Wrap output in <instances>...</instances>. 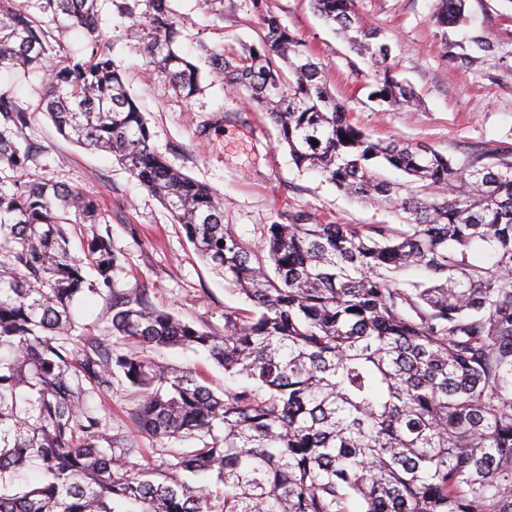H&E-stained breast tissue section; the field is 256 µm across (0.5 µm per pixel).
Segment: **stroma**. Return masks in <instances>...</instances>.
Masks as SVG:
<instances>
[{"mask_svg":"<svg viewBox=\"0 0 512 512\" xmlns=\"http://www.w3.org/2000/svg\"><path fill=\"white\" fill-rule=\"evenodd\" d=\"M127 0H98L97 26L106 49L124 72L141 106L155 149L177 169L208 185L224 200V221L246 243H260L266 225L291 218L324 223L395 224L396 214L342 195L318 172L297 167L265 114L253 110L246 91L204 76L198 94L183 100L146 60L132 29ZM185 19L178 49L197 57L200 46L240 53L258 43L263 13H276L303 49L326 66L328 88L347 104L359 128L373 137L432 147L466 162L475 154L512 158V0H466L463 24L434 20L435 0H356L359 14L381 30L399 79L420 98L408 111L370 99L369 64L313 10L310 0H168ZM489 41L490 53L466 58L471 38ZM451 44L443 53V44ZM42 72H0L29 112L25 137L36 154L29 172L94 193L108 231L123 256L117 291L148 289L152 300L182 319L223 329L224 314L242 301L195 254L179 225L112 155L70 142L42 111ZM158 358L175 368H204L215 392L235 388L223 369L180 348Z\"/></svg>","mask_w":512,"mask_h":512,"instance_id":"1","label":"stroma"}]
</instances>
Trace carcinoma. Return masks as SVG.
<instances>
[{
	"instance_id": "obj_1",
	"label": "carcinoma",
	"mask_w": 512,
	"mask_h": 512,
	"mask_svg": "<svg viewBox=\"0 0 512 512\" xmlns=\"http://www.w3.org/2000/svg\"><path fill=\"white\" fill-rule=\"evenodd\" d=\"M147 2L141 15L129 8L146 59L188 100L201 71L176 47L185 22L168 0ZM312 7L369 57L371 96L418 106L355 0ZM37 8L82 31L86 56L57 61L43 20L0 0V70L43 72L42 110L59 134L112 154L248 307L224 313L219 331L144 288L117 293L122 258L98 231L97 200L27 176L30 116L0 88V512H512V160L458 166L425 145L373 139L268 11L259 45L234 57L201 47L210 76L246 89L297 166L402 223L296 218L252 246L224 223L216 192L154 150L96 0ZM463 17V0H436L435 21ZM385 163L411 183L386 181ZM410 269L430 279H399ZM88 295L108 305L99 335L74 319ZM175 347L245 383L218 395L202 372L144 354ZM116 380L140 394L129 416L141 439L172 457L159 472L134 468L140 439L106 424ZM34 464L40 481L16 487Z\"/></svg>"
}]
</instances>
